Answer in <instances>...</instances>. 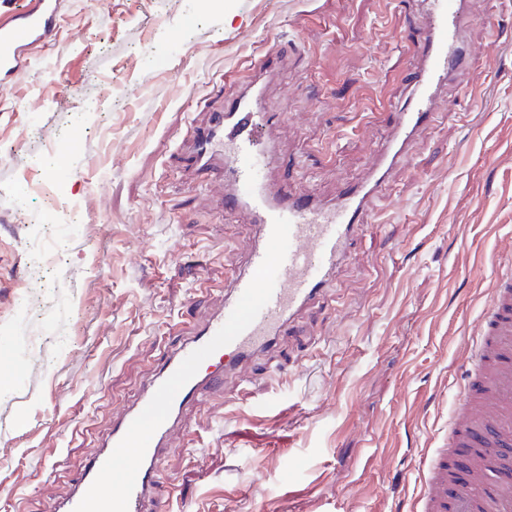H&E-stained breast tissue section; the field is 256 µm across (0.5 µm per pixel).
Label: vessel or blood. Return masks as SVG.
I'll return each mask as SVG.
<instances>
[{
	"mask_svg": "<svg viewBox=\"0 0 512 512\" xmlns=\"http://www.w3.org/2000/svg\"><path fill=\"white\" fill-rule=\"evenodd\" d=\"M420 62L411 69L409 105L395 113L388 142L368 177L324 200L267 175L277 115L261 107L268 54L246 86L194 127L189 171L202 188L220 183L225 212L245 214L256 242L232 273L221 310L192 331L158 368L141 397L114 419L106 443L89 456L72 492L51 512H147L158 501L159 463L181 430L183 409L292 334L305 312L334 294L351 243L396 164L436 112L441 86L476 54L465 39L466 0H427ZM61 0H13L0 16V82L20 79L60 20ZM473 343L479 368L460 389L452 437L437 450L410 512H512V272L494 275L492 299ZM123 469L116 489L105 477Z\"/></svg>",
	"mask_w": 512,
	"mask_h": 512,
	"instance_id": "obj_1",
	"label": "vessel or blood"
}]
</instances>
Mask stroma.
Returning <instances> with one entry per match:
<instances>
[{
    "label": "stroma",
    "mask_w": 512,
    "mask_h": 512,
    "mask_svg": "<svg viewBox=\"0 0 512 512\" xmlns=\"http://www.w3.org/2000/svg\"><path fill=\"white\" fill-rule=\"evenodd\" d=\"M470 7L479 52L375 199L334 299L248 384L184 409L166 512H408L421 491L490 271H512V0ZM423 23L418 0H64L51 49L0 87V512H50L223 304L250 229L184 171L192 126L287 46L266 88L270 174L333 198L407 103ZM44 181L77 212L65 237L44 233L63 220ZM26 294L41 311L22 312ZM30 336L54 342L30 352Z\"/></svg>",
    "instance_id": "obj_1"
}]
</instances>
